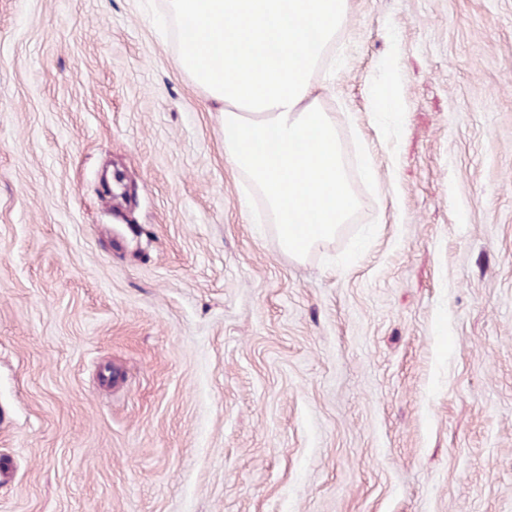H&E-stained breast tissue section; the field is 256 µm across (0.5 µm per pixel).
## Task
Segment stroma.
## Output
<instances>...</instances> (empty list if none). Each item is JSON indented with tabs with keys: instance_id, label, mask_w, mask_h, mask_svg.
I'll list each match as a JSON object with an SVG mask.
<instances>
[{
	"instance_id": "obj_1",
	"label": "stroma",
	"mask_w": 512,
	"mask_h": 512,
	"mask_svg": "<svg viewBox=\"0 0 512 512\" xmlns=\"http://www.w3.org/2000/svg\"><path fill=\"white\" fill-rule=\"evenodd\" d=\"M313 80L362 207L295 260L140 0H0V512H512V0ZM372 112L376 114H398L401 112L400 90L396 82H377L371 94Z\"/></svg>"
}]
</instances>
